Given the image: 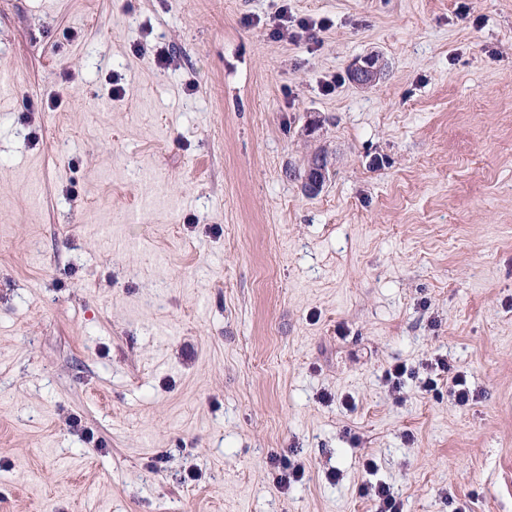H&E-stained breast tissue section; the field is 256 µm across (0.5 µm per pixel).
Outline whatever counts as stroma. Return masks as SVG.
Listing matches in <instances>:
<instances>
[{"mask_svg": "<svg viewBox=\"0 0 512 512\" xmlns=\"http://www.w3.org/2000/svg\"><path fill=\"white\" fill-rule=\"evenodd\" d=\"M1 71L0 512H512V0H0ZM279 24L275 29L279 36L288 35L292 41H305L308 44H317V31L326 27V21L318 23L307 19L296 20L288 16V11L283 10L279 15ZM350 71V80L358 87L366 88L379 80L382 74V65L379 58L375 56L364 58L357 63ZM327 178L326 164L323 156H314L303 176V183L306 191L316 194L320 191ZM281 469L280 474L276 478V484L281 489H288L291 483L300 482L304 477V467L298 463L291 461V459H280L279 460ZM366 495L370 496L376 507L375 512H402L401 503L397 501L388 483L382 481L369 482L365 487Z\"/></svg>", "mask_w": 512, "mask_h": 512, "instance_id": "stroma-1", "label": "stroma"}]
</instances>
